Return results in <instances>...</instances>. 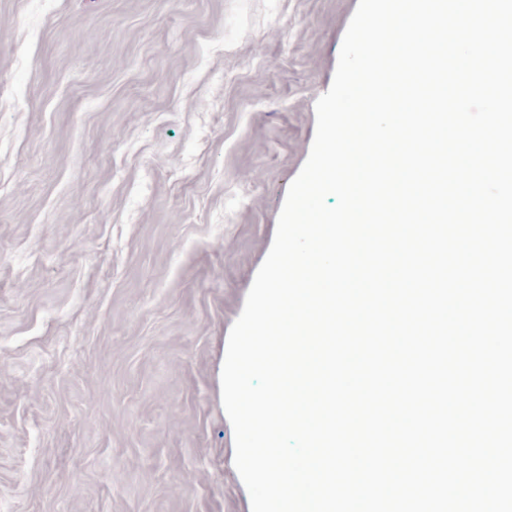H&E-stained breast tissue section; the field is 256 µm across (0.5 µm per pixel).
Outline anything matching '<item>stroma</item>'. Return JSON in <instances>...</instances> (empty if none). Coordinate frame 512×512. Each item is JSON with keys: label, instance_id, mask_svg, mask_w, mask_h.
Here are the masks:
<instances>
[{"label": "stroma", "instance_id": "35a3bbf8", "mask_svg": "<svg viewBox=\"0 0 512 512\" xmlns=\"http://www.w3.org/2000/svg\"><path fill=\"white\" fill-rule=\"evenodd\" d=\"M357 5L0 0V512H251L227 339Z\"/></svg>", "mask_w": 512, "mask_h": 512}]
</instances>
